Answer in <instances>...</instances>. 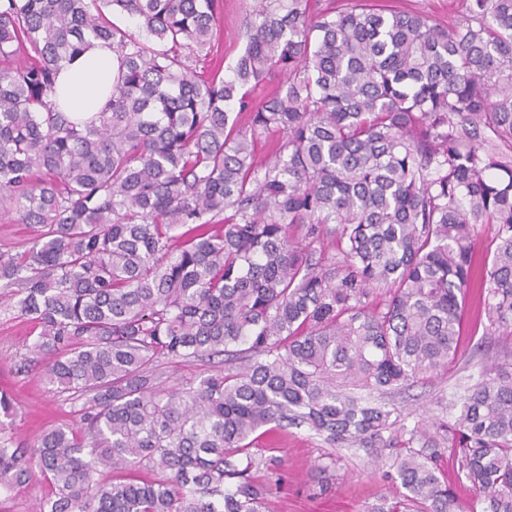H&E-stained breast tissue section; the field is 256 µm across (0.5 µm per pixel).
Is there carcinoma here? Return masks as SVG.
I'll return each mask as SVG.
<instances>
[{"label":"carcinoma","instance_id":"obj_1","mask_svg":"<svg viewBox=\"0 0 512 512\" xmlns=\"http://www.w3.org/2000/svg\"><path fill=\"white\" fill-rule=\"evenodd\" d=\"M463 5L444 27L263 0L223 76L193 68L223 0H0V212L33 228L0 252V294L80 403L32 450L0 439V489L39 472L36 512H268L281 473L255 443L295 425L385 459L396 492L366 512H512V0ZM93 40L119 68L75 121L53 97ZM473 289L503 360L441 417L367 402L465 362ZM219 356L168 385L166 365Z\"/></svg>","mask_w":512,"mask_h":512}]
</instances>
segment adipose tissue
<instances>
[{
    "label": "adipose tissue",
    "mask_w": 512,
    "mask_h": 512,
    "mask_svg": "<svg viewBox=\"0 0 512 512\" xmlns=\"http://www.w3.org/2000/svg\"><path fill=\"white\" fill-rule=\"evenodd\" d=\"M118 65L112 46L95 42L61 71L55 97L58 109L78 118L92 117L110 97Z\"/></svg>",
    "instance_id": "obj_1"
}]
</instances>
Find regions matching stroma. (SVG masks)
I'll return each instance as SVG.
<instances>
[{
    "label": "stroma",
    "mask_w": 512,
    "mask_h": 512,
    "mask_svg": "<svg viewBox=\"0 0 512 512\" xmlns=\"http://www.w3.org/2000/svg\"><path fill=\"white\" fill-rule=\"evenodd\" d=\"M257 5V0H224V17L218 24L214 46L224 65H233L242 53L243 25ZM37 334V326L0 306V389L10 391L16 399L14 415L0 424V437L25 447L36 444L51 428L79 421L77 405L59 396L39 369L20 367ZM460 349L473 358L468 368L472 375L478 374L482 361L494 358L501 350L499 337L476 325L471 299L466 302ZM458 390V376L451 371L395 395L394 400L416 412L433 414L437 411L436 398L452 397ZM258 451L276 459L283 470L282 480L270 496L272 512H363L386 489L370 449L333 450L303 427H291L261 440ZM330 452L336 456V467L321 470L320 457Z\"/></svg>",
    "instance_id": "35a3bbf8"
}]
</instances>
